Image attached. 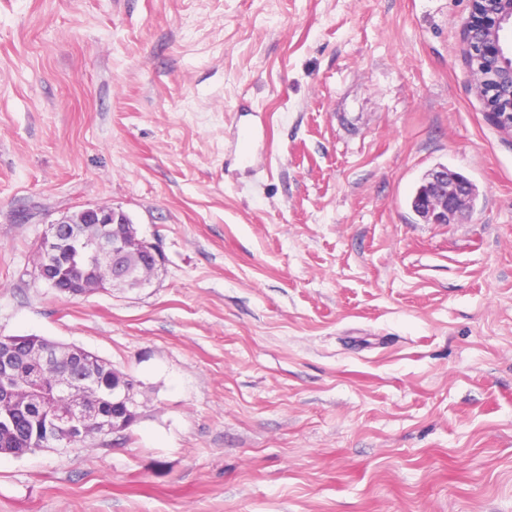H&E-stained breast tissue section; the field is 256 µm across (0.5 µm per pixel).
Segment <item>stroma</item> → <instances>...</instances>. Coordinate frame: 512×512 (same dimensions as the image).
I'll return each mask as SVG.
<instances>
[{
	"instance_id": "stroma-1",
	"label": "stroma",
	"mask_w": 512,
	"mask_h": 512,
	"mask_svg": "<svg viewBox=\"0 0 512 512\" xmlns=\"http://www.w3.org/2000/svg\"><path fill=\"white\" fill-rule=\"evenodd\" d=\"M468 0H0V336L133 379L109 435L0 454V512H512V139ZM445 165L476 189L429 224ZM165 264L68 297L49 224ZM475 197L473 184L439 165L422 178L410 200L412 211L429 224H451ZM127 217L128 215L124 211L110 206L85 207L50 224L42 241L49 249L53 248V246L64 245L66 242L62 238L64 232L67 231L68 224L71 226H74V224H98L100 226L106 224L112 226L113 230L114 226H116L112 247L107 243V239L101 240L93 236H87L78 240L82 244L79 242L73 243V246L78 250L86 244L82 251V256L85 259H91L92 257L98 259L106 258L109 260L112 268L111 266L106 268L98 264L91 265L81 261L70 265L66 273L69 279L75 283L97 279L103 280L112 275V288H114L126 282L128 272L125 269L124 263L128 253L135 248L146 246L159 264L150 263V267L144 265V272L140 277V282L144 285L157 273V267H160L162 262L161 255H163V251L158 243L143 241V239L137 238L134 234L128 235L120 231L119 224H131L127 221L125 222ZM51 267V264L42 266L38 271V275L41 279L46 281L51 286V288H54L60 294L68 296H80L93 290H107L106 286H102L100 284L90 287L84 285L85 288H73L70 282H67L62 275L54 274Z\"/></svg>"
}]
</instances>
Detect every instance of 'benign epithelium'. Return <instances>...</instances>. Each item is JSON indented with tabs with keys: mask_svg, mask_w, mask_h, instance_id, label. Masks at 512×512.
I'll return each instance as SVG.
<instances>
[{
	"mask_svg": "<svg viewBox=\"0 0 512 512\" xmlns=\"http://www.w3.org/2000/svg\"><path fill=\"white\" fill-rule=\"evenodd\" d=\"M461 35L464 58L471 74L476 96L481 101L485 117L502 135L512 138V0H468V14L465 17ZM473 184L448 167L438 165L422 178L410 200L412 211L429 224H449L474 201ZM127 214L110 206L85 207L49 225L43 243L48 247L64 244L63 235L67 225L106 224L117 227L125 223ZM73 246L82 250L86 259L106 258L112 265V286L122 285L127 279L124 268L128 253L145 246L156 261H161L162 249L159 244L143 241L133 234L115 230L112 243L93 236H87ZM38 275L58 293L80 296L93 290H106L98 284L75 288L62 275H57L51 265L42 266ZM58 388L70 395V403L47 428L57 432V438L70 443L72 435L84 432L86 428L107 435L114 431V417L133 414L134 401L131 393L125 392L112 399V415H106L91 396V390L73 391L70 379L61 377ZM14 402L20 410L32 415L42 414V398L39 393L18 389Z\"/></svg>",
	"mask_w": 512,
	"mask_h": 512,
	"instance_id": "obj_1",
	"label": "benign epithelium"
}]
</instances>
